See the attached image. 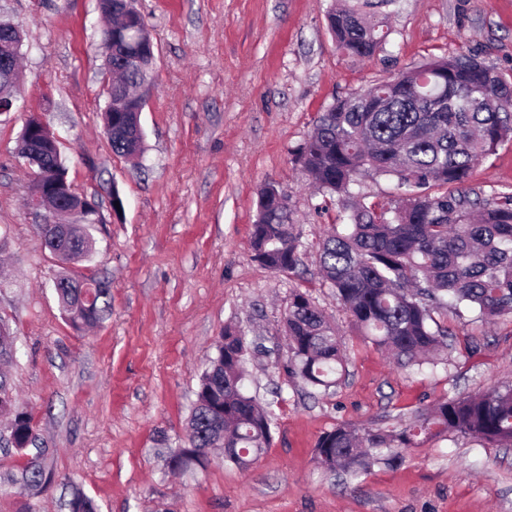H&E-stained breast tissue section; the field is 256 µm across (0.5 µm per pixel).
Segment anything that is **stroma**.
Returning a JSON list of instances; mask_svg holds the SVG:
<instances>
[{
  "label": "stroma",
  "mask_w": 512,
  "mask_h": 512,
  "mask_svg": "<svg viewBox=\"0 0 512 512\" xmlns=\"http://www.w3.org/2000/svg\"><path fill=\"white\" fill-rule=\"evenodd\" d=\"M333 3L136 0L155 60L144 153L131 162L104 134L97 0H0V19L25 32L21 92L0 114V321L16 338L10 371L55 476L19 493L26 460L0 449V512H66L73 485L100 512H512V447L450 434L356 480L318 466L317 440L337 425L386 428L441 397L512 385V319L439 313L450 331L441 363L398 367L320 277V237L347 214L296 161L335 99L405 67L471 52L512 74V0H394L387 40L370 58L337 48ZM32 114L55 134L76 193L98 207L89 259L64 264L44 249L41 218L25 205L32 175L19 145ZM267 183L287 195L300 237L290 274L253 257ZM471 184L487 195L512 189V140L475 166ZM62 270L108 284L111 308L96 328L68 322L53 288ZM295 289L347 350V373L326 392L308 394L285 372ZM229 328L256 343L244 389L270 406L272 444L246 469L215 450L205 466L171 473Z\"/></svg>",
  "instance_id": "obj_1"
}]
</instances>
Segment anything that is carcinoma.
<instances>
[{"mask_svg": "<svg viewBox=\"0 0 512 512\" xmlns=\"http://www.w3.org/2000/svg\"><path fill=\"white\" fill-rule=\"evenodd\" d=\"M370 0H346L328 14L338 47L357 57L385 43V19ZM112 28V152L127 160L143 151L144 135L133 111L135 89L148 81L154 45L129 0H108ZM512 138V76L474 53L431 58L375 85L336 99L319 113L298 160L325 195L346 196L364 173L396 179L398 199L350 206L348 222L323 237L320 274L336 300L371 343L405 369L439 360L448 327L434 314L461 308L488 320L512 315V191L485 196L469 186L474 166ZM59 239L63 261L86 258L93 240L86 224L41 229ZM288 199L273 185L260 189L252 231L254 257L292 273L300 264ZM56 293L76 328L99 323L110 306L99 282L76 305L78 289ZM285 328L288 376L316 390L336 386L346 372L336 332L307 294L294 289ZM224 344L202 373L189 417L187 445L174 460L199 448H231L224 460L238 467L261 455L272 441V413L243 390L249 343L227 329ZM23 452L33 443L31 414L0 372V430ZM512 447V386H493L476 396L445 397L391 428L358 430L339 425L315 446L320 467L356 479L373 466L402 462L421 439L441 434ZM50 474L28 461L20 488H41ZM70 512H98L95 501L74 488Z\"/></svg>", "mask_w": 512, "mask_h": 512, "instance_id": "carcinoma-1", "label": "carcinoma"}]
</instances>
